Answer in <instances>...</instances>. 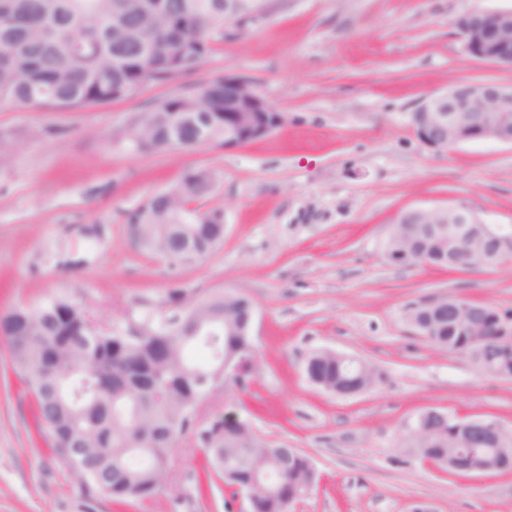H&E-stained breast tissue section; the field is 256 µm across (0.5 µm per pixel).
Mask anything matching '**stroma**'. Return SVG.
<instances>
[{"label":"stroma","instance_id":"35a3bbf8","mask_svg":"<svg viewBox=\"0 0 512 512\" xmlns=\"http://www.w3.org/2000/svg\"><path fill=\"white\" fill-rule=\"evenodd\" d=\"M512 0H280L266 21L224 41L189 75L80 112L0 107L16 145L0 155V311L49 295L81 304L100 326L155 308L170 288L241 293L254 305L257 351L247 390L202 403L201 420L245 422L309 455L321 482L295 512H512V472L455 475L400 445L430 407L493 415L512 428V380L431 345L407 308L461 296L512 310V261L448 271L385 255L412 208L467 202L512 226V146L434 149L410 123L426 98L461 81L512 83V69L467 56L454 20ZM252 80L286 124L245 146L137 153L119 139L131 117L190 83ZM189 167L213 171L205 208L224 211V243L172 275L135 250L124 212ZM331 349L376 364V387L331 395L303 373ZM203 453L189 436L170 454L168 491L97 512H249L228 493L195 491ZM0 512H80L77 480L37 435L30 399L0 336Z\"/></svg>","mask_w":512,"mask_h":512}]
</instances>
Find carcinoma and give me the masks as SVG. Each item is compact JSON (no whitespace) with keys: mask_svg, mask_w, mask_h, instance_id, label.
Segmentation results:
<instances>
[{"mask_svg":"<svg viewBox=\"0 0 512 512\" xmlns=\"http://www.w3.org/2000/svg\"><path fill=\"white\" fill-rule=\"evenodd\" d=\"M226 0H0V104L50 112L83 111L138 96L197 67L224 41ZM125 139L133 150L161 153L224 144V82L218 76L139 111ZM213 172L185 170L167 188L125 215L131 246L177 271L212 255L224 242V210L191 203L209 197ZM394 263L448 268L460 255L470 270L512 261V252L486 258V242L448 240V225L433 216L422 224L397 223L385 242ZM71 310L68 326L55 313ZM473 318L454 320L448 301L415 304L408 319L432 345L469 357L479 372L512 380V332L476 303ZM252 315L241 294L204 295L173 288L156 309L127 310L123 322L92 328L85 310L53 295L31 307L0 314L11 365L34 400L37 421L51 446L76 476L82 507L107 497L117 504L161 493L177 438L193 435L208 452L207 497L216 481L231 495L252 482L265 487L253 512H289L318 483L310 456L285 442L260 439L245 425L205 426L197 407L233 386L252 381L255 349L234 331ZM123 342L121 352L112 344ZM238 351L246 364L224 375V354ZM305 372L316 387L339 396L373 388L382 380L371 363L330 349L309 355ZM429 432L406 429L403 446L435 463L448 457L460 469L474 464L486 445L476 442L470 420L422 411Z\"/></svg>","mask_w":512,"mask_h":512,"instance_id":"cac0c4a2","label":"carcinoma"}]
</instances>
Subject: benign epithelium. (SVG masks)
<instances>
[{
    "label": "benign epithelium",
    "instance_id": "1",
    "mask_svg": "<svg viewBox=\"0 0 512 512\" xmlns=\"http://www.w3.org/2000/svg\"><path fill=\"white\" fill-rule=\"evenodd\" d=\"M464 51L471 57L512 67V9L468 11L456 19ZM249 81L224 76V147H239L263 138L285 124L283 113L268 101L248 94ZM412 126L426 145L435 149L472 141L512 145V85L459 83L426 98L413 112ZM454 238L466 234L465 225L477 224L486 238L489 225L461 201L437 207ZM501 449L484 455L471 474L501 467Z\"/></svg>",
    "mask_w": 512,
    "mask_h": 512
}]
</instances>
